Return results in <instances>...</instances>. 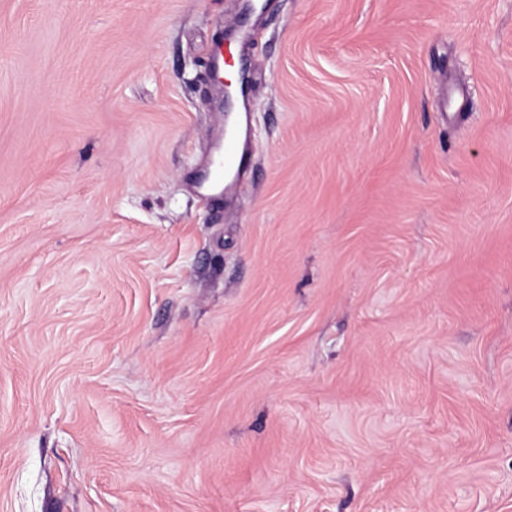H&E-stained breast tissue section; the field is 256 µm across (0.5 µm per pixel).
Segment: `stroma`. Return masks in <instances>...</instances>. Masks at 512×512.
<instances>
[{
	"mask_svg": "<svg viewBox=\"0 0 512 512\" xmlns=\"http://www.w3.org/2000/svg\"><path fill=\"white\" fill-rule=\"evenodd\" d=\"M0 512H512V0H0Z\"/></svg>",
	"mask_w": 512,
	"mask_h": 512,
	"instance_id": "1",
	"label": "stroma"
}]
</instances>
